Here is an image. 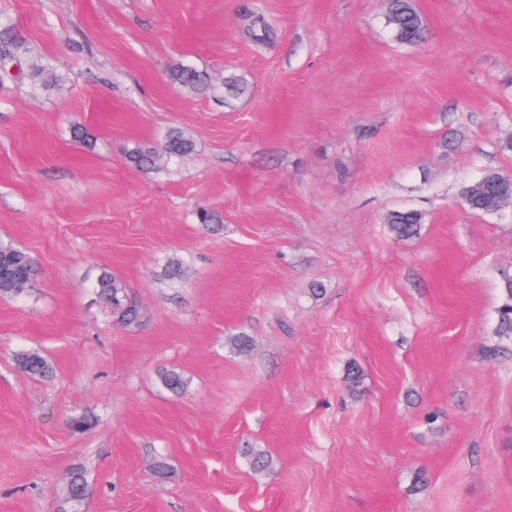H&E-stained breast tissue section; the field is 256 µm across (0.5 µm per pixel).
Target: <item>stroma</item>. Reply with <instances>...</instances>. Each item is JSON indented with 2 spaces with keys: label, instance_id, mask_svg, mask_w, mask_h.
Wrapping results in <instances>:
<instances>
[{
  "label": "stroma",
  "instance_id": "1",
  "mask_svg": "<svg viewBox=\"0 0 512 512\" xmlns=\"http://www.w3.org/2000/svg\"><path fill=\"white\" fill-rule=\"evenodd\" d=\"M416 5L406 45L386 0H0L25 64L63 77L0 75V243L39 267L0 297V512H512V205L460 196L512 175V0ZM174 128L192 155L126 164ZM404 209L417 238L389 229ZM104 270L138 326L98 300ZM386 23L394 39L401 44H416L424 36L423 21L413 0H391ZM170 80L191 95H204L211 90L213 83L203 72L184 64L173 66L169 71ZM511 182V176L490 172L465 186L461 196L471 212L488 213L498 207L502 195L508 194L506 189ZM387 223L396 239H410L419 234L422 215L414 210L396 211L389 214ZM500 288L504 300L498 310L496 333L500 336H511L512 338V268L501 270ZM16 365L33 377H47L53 371L49 360L37 350H23L15 355Z\"/></svg>",
  "mask_w": 512,
  "mask_h": 512
}]
</instances>
